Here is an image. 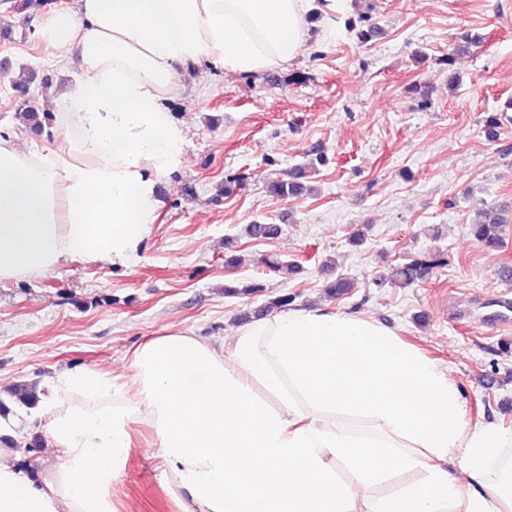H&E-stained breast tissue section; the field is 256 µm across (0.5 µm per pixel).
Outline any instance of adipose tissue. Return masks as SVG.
Segmentation results:
<instances>
[{"label": "adipose tissue", "instance_id": "adipose-tissue-1", "mask_svg": "<svg viewBox=\"0 0 512 512\" xmlns=\"http://www.w3.org/2000/svg\"><path fill=\"white\" fill-rule=\"evenodd\" d=\"M311 11V0H76L43 15L49 58L76 78L53 102L71 153L0 135V281L134 260L158 183L183 164L185 125L169 103L185 68L288 65ZM130 369L117 398L109 376H58L41 411L63 465L37 481L1 446L0 512H116L137 419L164 485L194 512H512V477L497 468L512 431L469 425L448 374L371 318L287 309L216 342L173 330Z\"/></svg>", "mask_w": 512, "mask_h": 512}]
</instances>
